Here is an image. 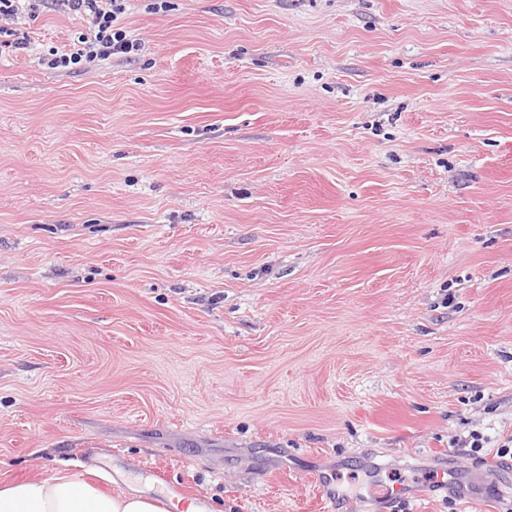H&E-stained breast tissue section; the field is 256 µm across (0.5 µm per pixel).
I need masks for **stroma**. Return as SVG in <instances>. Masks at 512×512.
<instances>
[{"label": "stroma", "instance_id": "stroma-1", "mask_svg": "<svg viewBox=\"0 0 512 512\" xmlns=\"http://www.w3.org/2000/svg\"><path fill=\"white\" fill-rule=\"evenodd\" d=\"M149 2L0 54V483L512 512V0ZM49 2L58 10L80 15L91 25L90 39L83 34L78 37V42L86 44L88 51L85 47L77 48L76 51H61V54L56 51L47 62L49 68L73 69L83 60H105L117 53L127 54L138 47L137 43L127 38L122 27L115 24L125 13L127 0H0V38L2 34L15 36L16 30L7 25L25 17L35 20L40 7ZM2 22L7 25H2Z\"/></svg>", "mask_w": 512, "mask_h": 512}]
</instances>
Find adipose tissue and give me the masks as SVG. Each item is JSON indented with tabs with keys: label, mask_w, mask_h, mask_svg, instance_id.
I'll use <instances>...</instances> for the list:
<instances>
[{
	"label": "adipose tissue",
	"mask_w": 512,
	"mask_h": 512,
	"mask_svg": "<svg viewBox=\"0 0 512 512\" xmlns=\"http://www.w3.org/2000/svg\"><path fill=\"white\" fill-rule=\"evenodd\" d=\"M0 512H165L161 501L131 488L112 494L68 478L0 485Z\"/></svg>",
	"instance_id": "adipose-tissue-1"
}]
</instances>
